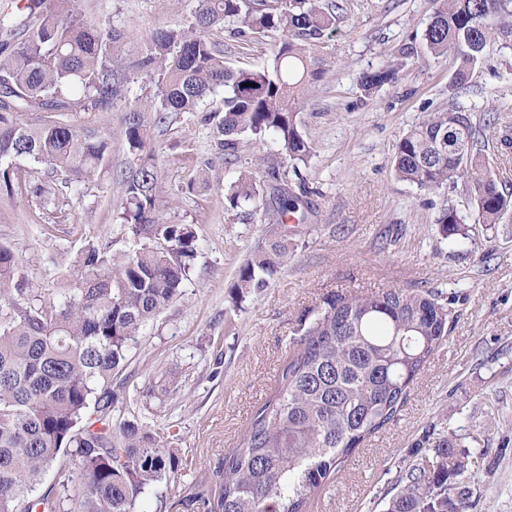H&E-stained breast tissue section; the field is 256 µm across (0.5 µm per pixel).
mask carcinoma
Instances as JSON below:
<instances>
[{"mask_svg": "<svg viewBox=\"0 0 512 512\" xmlns=\"http://www.w3.org/2000/svg\"><path fill=\"white\" fill-rule=\"evenodd\" d=\"M71 0H0V189L11 188L17 160L31 165L30 197L60 218L67 190L89 189L112 176L111 142L100 116L131 90L135 74L153 94L134 97L122 118L128 166L120 223L154 241L117 261L94 244L71 261L67 286L51 297L32 286L12 249L0 244V512H139L138 503L175 475L180 459L151 426L112 422V378L123 370L142 328L181 293L197 253L191 224L160 218L153 125L209 106L218 161L228 163L241 139L274 138L297 165L313 154L297 121L309 88L322 80L326 32L344 6L333 0H194L180 29L152 34L126 57L112 23L68 8ZM512 17V0H443L424 33L427 52L458 60L451 84L461 87L482 58L489 19ZM278 32L267 63L256 69L224 64L210 31ZM400 63L362 73L366 94L391 86ZM42 112L32 122L25 116ZM454 130L465 153H448L441 136ZM476 127L454 103L424 116L397 143L395 172L435 192L464 182L479 224L512 214V192L499 187L474 153ZM305 188L272 187L260 196L241 173L225 199L267 221L265 242L239 267L233 300L269 287L290 259L310 202ZM437 223L448 237L465 235L454 208ZM453 298L435 290L389 289L326 301L282 374L276 399L253 419L237 448L224 455L216 504L203 491L198 508L213 512H306L309 495L368 436L400 411L410 384L448 333ZM400 480L386 512H467L469 454L446 436L431 442ZM55 482L34 494L43 473Z\"/></svg>", "mask_w": 512, "mask_h": 512, "instance_id": "cac0c4a2", "label": "carcinoma"}]
</instances>
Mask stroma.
I'll use <instances>...</instances> for the list:
<instances>
[{
    "label": "stroma",
    "mask_w": 512,
    "mask_h": 512,
    "mask_svg": "<svg viewBox=\"0 0 512 512\" xmlns=\"http://www.w3.org/2000/svg\"><path fill=\"white\" fill-rule=\"evenodd\" d=\"M346 14L324 38L327 72L297 116L314 153L283 163L279 145L243 140L229 175L266 184L306 183L312 208L288 264L261 293L233 305L236 273L261 240L247 209H230L222 187L203 173L214 157L201 113L172 116L154 128L162 217L198 234L181 295L148 324L112 381L113 418L137 415L176 448L178 473L142 499L140 512H197L195 493L214 486L225 452L238 446L257 412L280 390L281 374L326 299L389 288L436 289L455 300L448 334L412 383L399 414L369 436L327 482L306 512H384L428 431L480 455L469 468L468 512H512V222H470L463 188L427 193L393 167L400 138L427 112L457 103L470 112L488 167L512 190V33L492 19V39L464 88L451 90L454 58H434L423 35L440 0H344ZM91 17L112 21L133 54L159 29L183 25L192 0H76ZM232 68L262 67L280 36L214 33ZM402 59L396 84L364 94L358 75ZM17 161L13 192L0 190V243L45 295L69 278L89 242L121 255L139 247L117 218L122 188L112 180L71 194L67 218L49 223L24 185ZM454 207L465 234L446 238L437 218ZM168 376L177 394L147 389Z\"/></svg>",
    "instance_id": "1"
}]
</instances>
